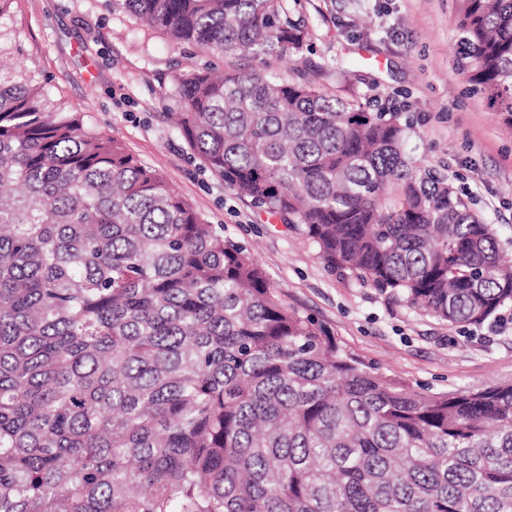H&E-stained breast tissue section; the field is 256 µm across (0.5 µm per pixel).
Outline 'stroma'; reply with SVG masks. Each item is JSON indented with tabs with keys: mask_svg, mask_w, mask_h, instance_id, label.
<instances>
[{
	"mask_svg": "<svg viewBox=\"0 0 512 512\" xmlns=\"http://www.w3.org/2000/svg\"><path fill=\"white\" fill-rule=\"evenodd\" d=\"M304 19L311 50L272 63L342 96L392 106L412 120L408 152L441 166L471 210L492 224L512 256V128L474 92L456 63L460 0H286ZM22 60L41 71L52 100L120 140L159 170L225 239L246 247L288 305L329 326L364 363L420 392L512 384V319L462 331L354 278L328 272L282 218L239 198L199 168L166 119L175 75L212 64L255 68L172 42L110 0H13Z\"/></svg>",
	"mask_w": 512,
	"mask_h": 512,
	"instance_id": "obj_1",
	"label": "stroma"
}]
</instances>
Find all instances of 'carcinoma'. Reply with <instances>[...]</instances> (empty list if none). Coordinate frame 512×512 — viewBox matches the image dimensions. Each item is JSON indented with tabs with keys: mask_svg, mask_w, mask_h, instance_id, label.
<instances>
[{
	"mask_svg": "<svg viewBox=\"0 0 512 512\" xmlns=\"http://www.w3.org/2000/svg\"><path fill=\"white\" fill-rule=\"evenodd\" d=\"M0 0V512H512V385L420 392L288 306L159 171L45 98ZM259 68L175 79L194 158L324 267L451 325L512 308V262L409 122L264 70L284 0H112ZM459 69L512 127V0H465Z\"/></svg>",
	"mask_w": 512,
	"mask_h": 512,
	"instance_id": "cac0c4a2",
	"label": "carcinoma"
}]
</instances>
